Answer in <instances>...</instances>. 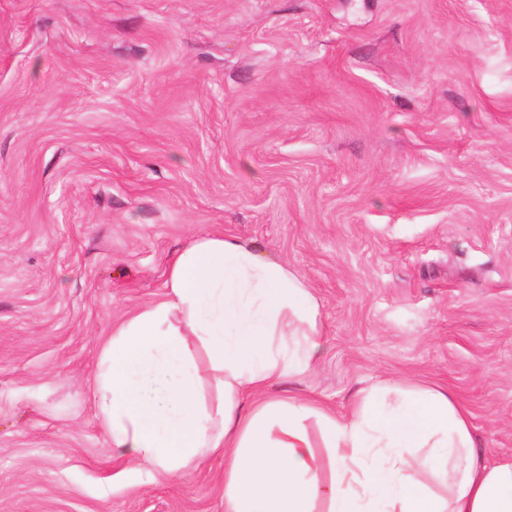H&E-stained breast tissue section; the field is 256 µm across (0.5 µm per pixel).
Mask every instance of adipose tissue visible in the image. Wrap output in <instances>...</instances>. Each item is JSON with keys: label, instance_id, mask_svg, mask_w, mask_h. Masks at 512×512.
Listing matches in <instances>:
<instances>
[{"label": "adipose tissue", "instance_id": "obj_1", "mask_svg": "<svg viewBox=\"0 0 512 512\" xmlns=\"http://www.w3.org/2000/svg\"><path fill=\"white\" fill-rule=\"evenodd\" d=\"M166 288L97 365L121 455L164 478L223 456L224 512H512V458L478 450L447 389L377 381L343 414L267 397L322 346L318 300L288 263L206 234L173 256Z\"/></svg>", "mask_w": 512, "mask_h": 512}]
</instances>
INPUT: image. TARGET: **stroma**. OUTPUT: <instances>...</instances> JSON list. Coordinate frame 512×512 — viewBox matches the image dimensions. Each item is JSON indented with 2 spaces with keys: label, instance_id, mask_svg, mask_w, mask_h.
Masks as SVG:
<instances>
[{
  "label": "stroma",
  "instance_id": "1",
  "mask_svg": "<svg viewBox=\"0 0 512 512\" xmlns=\"http://www.w3.org/2000/svg\"><path fill=\"white\" fill-rule=\"evenodd\" d=\"M211 233L320 303L269 396L442 386L512 456V0H0V512H224L221 457L151 476L93 386Z\"/></svg>",
  "mask_w": 512,
  "mask_h": 512
}]
</instances>
